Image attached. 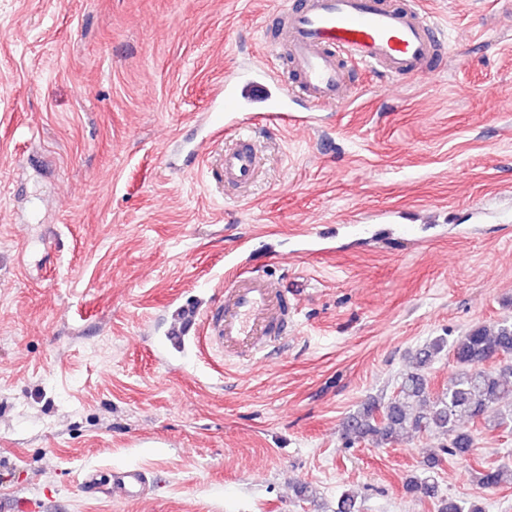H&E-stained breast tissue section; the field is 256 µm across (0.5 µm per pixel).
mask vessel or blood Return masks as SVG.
Listing matches in <instances>:
<instances>
[{
  "label": "vessel or blood",
  "mask_w": 512,
  "mask_h": 512,
  "mask_svg": "<svg viewBox=\"0 0 512 512\" xmlns=\"http://www.w3.org/2000/svg\"><path fill=\"white\" fill-rule=\"evenodd\" d=\"M273 26L285 47L293 82L277 86L260 65L243 78L225 79L214 92L218 106L203 115V126L219 133L227 114L255 110L278 120L299 95L316 107H345L361 93L348 78L346 59L391 77H421L436 73L445 52L437 24L407 0H299L296 7L278 14ZM258 165L254 144L240 140L221 159L225 185L250 184ZM296 307V291L255 270L233 276L211 309L186 308L183 331H203L209 349L226 360L254 364L269 343L287 336L288 315ZM147 485L144 471L130 469L113 486L112 495L134 500L143 496Z\"/></svg>",
  "instance_id": "1"
}]
</instances>
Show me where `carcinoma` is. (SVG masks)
Segmentation results:
<instances>
[{"label": "carcinoma", "mask_w": 512, "mask_h": 512, "mask_svg": "<svg viewBox=\"0 0 512 512\" xmlns=\"http://www.w3.org/2000/svg\"><path fill=\"white\" fill-rule=\"evenodd\" d=\"M444 352L457 371L432 396L425 369ZM414 359V369L401 377L390 400L368 399L346 419L344 439L349 446L365 440L382 446L408 433L441 438L438 448L424 456L423 471L406 478L405 493L432 501L436 512H485L477 498L442 495L435 473L442 456L466 460L471 455L474 438L465 424L486 418L512 397V321L475 325L452 340L434 337L416 350ZM473 479L481 489L512 484V466L476 470Z\"/></svg>", "instance_id": "obj_1"}]
</instances>
